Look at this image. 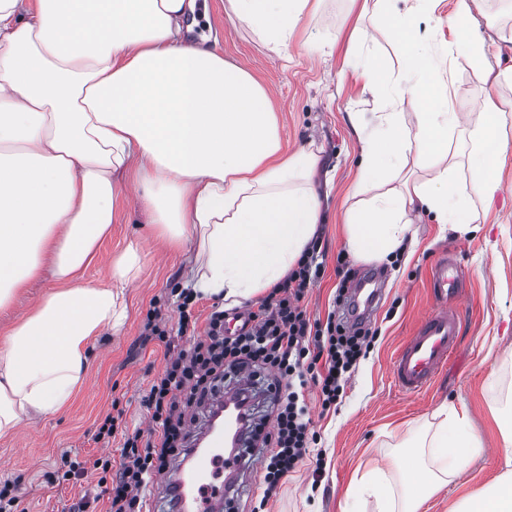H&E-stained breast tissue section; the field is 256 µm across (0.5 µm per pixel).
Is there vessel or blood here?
Here are the masks:
<instances>
[{
  "instance_id": "vessel-or-blood-1",
  "label": "vessel or blood",
  "mask_w": 512,
  "mask_h": 512,
  "mask_svg": "<svg viewBox=\"0 0 512 512\" xmlns=\"http://www.w3.org/2000/svg\"><path fill=\"white\" fill-rule=\"evenodd\" d=\"M429 285L438 302L436 310L424 318L412 336L398 349L392 364V376L398 387L409 394L428 390L447 365L460 334V320L453 307L460 296L457 278L448 274L447 260L431 268ZM250 387L236 388L215 395L209 402L212 417L204 430L193 435L188 448L176 456L172 474L161 488L173 505L184 503V488L192 486L195 512H223L224 497L233 491L239 464L236 454L226 452L224 431L213 420L234 402H249Z\"/></svg>"
}]
</instances>
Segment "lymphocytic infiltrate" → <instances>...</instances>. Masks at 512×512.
Returning a JSON list of instances; mask_svg holds the SVG:
<instances>
[{
  "instance_id": "1",
  "label": "lymphocytic infiltrate",
  "mask_w": 512,
  "mask_h": 512,
  "mask_svg": "<svg viewBox=\"0 0 512 512\" xmlns=\"http://www.w3.org/2000/svg\"><path fill=\"white\" fill-rule=\"evenodd\" d=\"M320 248L301 260L249 312L241 331L224 332L225 313L213 311L199 326L192 306L194 294L181 290L176 304L175 333L190 336L189 348L164 355V366L144 399L152 427L144 432L120 433L122 419L106 415L99 423L96 442L110 445L122 435L120 463L99 457L91 465L74 461L69 474L98 471V485L108 501V512H141L144 492L154 477L163 475L171 458L188 436L196 408L218 390L228 372H268L287 390L275 411L273 430L264 439L270 453L263 477L264 496L277 495L284 478L304 458L315 440L306 401L317 387L323 409L341 402L345 386L375 337L371 329L348 330L342 317L310 320L301 306L309 288L322 277L325 266Z\"/></svg>"
}]
</instances>
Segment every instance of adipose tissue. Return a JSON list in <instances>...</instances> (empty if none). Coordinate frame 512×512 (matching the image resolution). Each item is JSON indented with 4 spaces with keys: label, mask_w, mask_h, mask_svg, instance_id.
Wrapping results in <instances>:
<instances>
[{
    "label": "adipose tissue",
    "mask_w": 512,
    "mask_h": 512,
    "mask_svg": "<svg viewBox=\"0 0 512 512\" xmlns=\"http://www.w3.org/2000/svg\"><path fill=\"white\" fill-rule=\"evenodd\" d=\"M311 0H224V12L271 52L287 50ZM399 11L378 0L374 28L392 31L406 58L392 111L365 142L346 216L359 261H386L416 244L409 218L425 211L444 230L474 232L473 203H491L512 151L499 87L512 70L483 65L472 34L484 0H436ZM195 0H0V306L41 270L62 282L0 340V436L57 411L85 380L87 347L126 317L124 290L141 270L137 249L111 260L109 285L80 283L119 204L141 209L170 247L198 244L194 292L238 302L273 287L298 263L321 220L318 149L282 152L271 91L223 55L186 42ZM449 29V54L474 62L484 91L456 111L430 37ZM414 111H402L404 100ZM471 126L476 146L468 190L455 180L448 145ZM413 139H406L408 127ZM427 170L425 180L407 165ZM389 187L376 192L379 178ZM416 431V477L401 465L369 466L353 485L375 512H420L484 448L467 413L439 410ZM504 472L455 512H512V394L498 413Z\"/></svg>",
    "instance_id": "adipose-tissue-1"
}]
</instances>
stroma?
Wrapping results in <instances>:
<instances>
[{
    "label": "stroma",
    "mask_w": 512,
    "mask_h": 512,
    "mask_svg": "<svg viewBox=\"0 0 512 512\" xmlns=\"http://www.w3.org/2000/svg\"><path fill=\"white\" fill-rule=\"evenodd\" d=\"M364 0H318L290 40L288 54L268 51L244 28L224 13V0H198L196 22L186 38L208 47L249 70L274 91L283 149L294 153L316 142L323 169L333 171L332 185L320 186L324 224L317 236L326 253L325 273L309 288L302 306L310 318H326L335 303L341 281L336 256L345 250L343 217L353 205L350 195L361 160L362 143L349 115L383 112L387 90L362 92L352 69L346 68L350 33ZM485 9L501 17L500 32L486 28L483 18L474 26L485 44V62L494 70L512 67V0H486ZM321 43L309 51L306 39ZM334 50H326V43ZM451 91L457 111L479 106L483 92L471 79L467 58H447ZM501 189L491 204H477L480 233L473 238L440 234L428 215L415 218L413 230L420 244L413 254L400 255L381 264L386 289L371 322L377 335L365 359L352 374L341 404L323 410L316 389H309L307 403L317 439L278 494L263 497L261 466L267 454L262 439L273 425L274 392L271 379H253V412L248 445L239 472V490L228 502L229 512H339L340 502L350 508L374 512L371 503L348 500L347 494L362 462H379L405 443L412 430L429 420L442 405L467 411L471 425L486 451L463 469L454 484L435 494L421 512H450L464 496L492 483L502 472L504 455L491 412L493 403L512 390V152L499 171ZM141 244L148 253L138 287L128 289L127 320L120 333L100 336L89 359L86 383L59 411L40 424L20 426L0 437V485L10 484L26 512H69L73 503L86 500L87 512H106L100 499L98 474L62 480L69 462L110 455L121 461V439L110 448L93 440L98 422L109 413H122L129 428L149 429L143 399L164 366V345L141 344L139 336L150 309H158L169 326H176L177 295L190 273L192 247L166 250L155 238L143 213L118 209L110 235L97 257L80 272L83 282L102 283L106 262L129 244ZM456 261L466 274L457 304L462 329L454 354L435 384L426 392L408 394L392 379L393 358L412 335L420 320L436 307L429 285L431 266L441 256ZM60 284L50 275L31 281L9 306L0 308V337L30 314ZM321 479H314V469Z\"/></svg>",
    "instance_id": "obj_1"
}]
</instances>
